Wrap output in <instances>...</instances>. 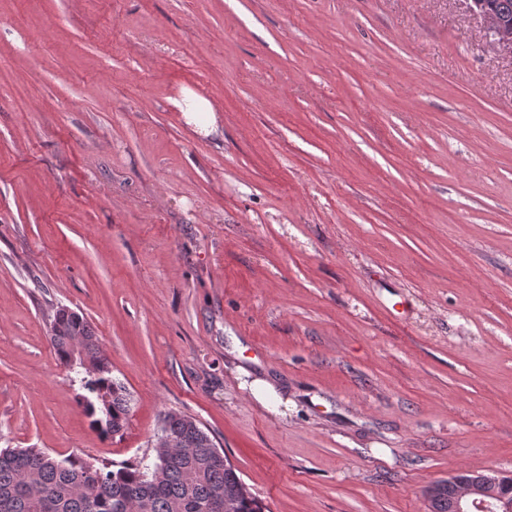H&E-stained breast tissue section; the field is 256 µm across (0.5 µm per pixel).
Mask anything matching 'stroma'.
Instances as JSON below:
<instances>
[{"mask_svg":"<svg viewBox=\"0 0 512 512\" xmlns=\"http://www.w3.org/2000/svg\"><path fill=\"white\" fill-rule=\"evenodd\" d=\"M167 412L268 512L512 475V54L467 0H0V448L147 464ZM176 105L181 111L184 123L199 135L212 136L220 133L218 116L204 97L191 91H183L181 100ZM62 326L59 329L57 326ZM50 341L60 365L80 377V401L91 426L103 436L118 435L128 420L130 395L121 382L112 377L107 356L98 338L82 315L67 308L57 310L50 329Z\"/></svg>","mask_w":512,"mask_h":512,"instance_id":"35a3bbf8","label":"stroma"}]
</instances>
